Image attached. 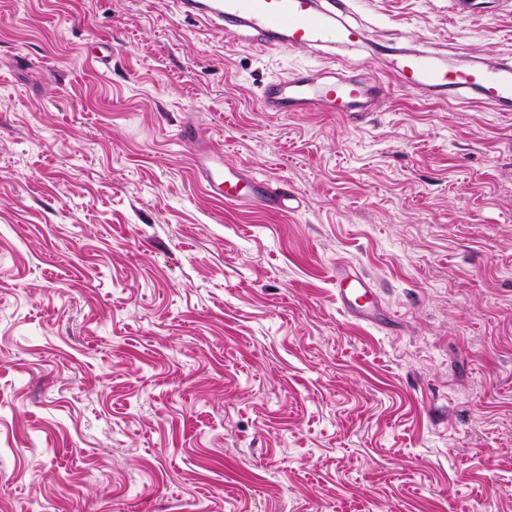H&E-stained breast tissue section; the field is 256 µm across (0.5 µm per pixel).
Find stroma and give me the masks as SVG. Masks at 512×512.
Wrapping results in <instances>:
<instances>
[{
  "label": "stroma",
  "mask_w": 512,
  "mask_h": 512,
  "mask_svg": "<svg viewBox=\"0 0 512 512\" xmlns=\"http://www.w3.org/2000/svg\"><path fill=\"white\" fill-rule=\"evenodd\" d=\"M355 0L265 49L172 0H0V512H512V0ZM369 112H266L329 56ZM287 188L217 202L178 135ZM379 297L344 315L332 277ZM402 85L407 89H448V92L472 91L482 102L512 101V66L495 69L444 68L426 54L398 58L393 66Z\"/></svg>",
  "instance_id": "stroma-1"
}]
</instances>
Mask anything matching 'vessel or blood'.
<instances>
[{
	"label": "vessel or blood",
	"mask_w": 512,
	"mask_h": 512,
	"mask_svg": "<svg viewBox=\"0 0 512 512\" xmlns=\"http://www.w3.org/2000/svg\"><path fill=\"white\" fill-rule=\"evenodd\" d=\"M178 12L212 24L233 20L248 40L268 49L311 48L321 44H354L364 38L359 27L333 26L316 0H173ZM394 69L405 88H439L478 94L480 101H512V66L495 69L444 68L426 54L398 58ZM380 91L377 81L351 78L336 69L316 74H293L265 85L260 103L267 112H367ZM191 149L195 173L215 199L224 203L252 200L264 207L290 210L288 190L271 188L266 181L241 170L225 168L223 161L197 147L195 136L184 139ZM337 300L349 316L371 317L375 294L359 276L337 272Z\"/></svg>",
	"instance_id": "obj_1"
}]
</instances>
